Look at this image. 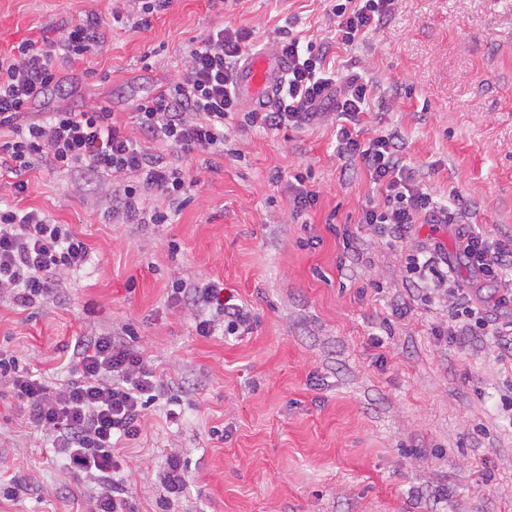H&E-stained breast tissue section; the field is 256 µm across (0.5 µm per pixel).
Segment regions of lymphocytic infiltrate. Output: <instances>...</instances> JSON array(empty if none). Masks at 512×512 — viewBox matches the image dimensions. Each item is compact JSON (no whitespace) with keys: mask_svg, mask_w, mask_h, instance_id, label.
<instances>
[{"mask_svg":"<svg viewBox=\"0 0 512 512\" xmlns=\"http://www.w3.org/2000/svg\"><path fill=\"white\" fill-rule=\"evenodd\" d=\"M401 6L402 0H338L330 11L334 43L351 46L364 40ZM127 7L128 0H114L110 17L69 22L58 44L25 40L0 54V133L8 135L0 140V176L8 175L13 197L27 193L26 174L41 163L89 186L120 178L111 191L113 214L133 224H168L191 201L195 182L165 155L153 152V144L186 156L223 155L224 121L239 107L234 85L251 37L245 29L214 31L190 49L175 81L136 102L139 136L128 135L107 107L42 117L32 113V105L60 82L56 50L75 56L98 52ZM266 48L287 58L288 72L274 109L247 113L248 123L279 129L340 119L338 152L363 164L382 195L362 208L359 223L394 244L403 242L415 224L457 225L455 256H448L439 242L423 246L407 258L408 279L416 286L429 283L435 299L447 304L452 341L463 345L492 334L512 345V319H494L496 312L512 309V240L476 230L457 191H449L447 201L438 200L406 163L397 133L357 130L372 87L361 75L340 79L327 70L328 46L305 45L292 35ZM147 193L160 197L162 206L145 208ZM89 258L88 243L41 210L0 207V298L12 306L25 310L61 298L62 275L80 270ZM459 265L473 273L476 283L493 287L483 305H474L471 292L453 284ZM167 298L173 305L195 307V328L202 337L219 331L234 335L250 325L249 311L231 303L212 282L175 280ZM69 365L66 382L52 386L21 368L16 356L0 354V379L24 405L29 423L50 431L52 450L67 471L95 485L84 512H126L129 502L114 450L139 439L145 411L167 398L169 385L132 343L108 335L78 338Z\"/></svg>","mask_w":512,"mask_h":512,"instance_id":"lymphocytic-infiltrate-1","label":"lymphocytic infiltrate"}]
</instances>
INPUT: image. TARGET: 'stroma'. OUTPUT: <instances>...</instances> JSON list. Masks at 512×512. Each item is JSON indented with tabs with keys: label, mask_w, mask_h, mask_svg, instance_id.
Segmentation results:
<instances>
[{
	"label": "stroma",
	"mask_w": 512,
	"mask_h": 512,
	"mask_svg": "<svg viewBox=\"0 0 512 512\" xmlns=\"http://www.w3.org/2000/svg\"><path fill=\"white\" fill-rule=\"evenodd\" d=\"M329 0H170L150 28L117 25L96 54L57 55L62 88L42 112L106 106L139 135L134 103L177 78L191 46L222 27L255 33L251 53L286 31L329 43ZM112 0H0V52L58 41L67 23L106 15ZM337 75L373 83L362 130L398 132L418 179L471 221L512 236V0H404L365 41L333 46ZM231 154L199 180L169 224H120L110 201L44 166L28 172L22 207L69 225L91 248L65 297L20 310L0 301V351L46 372L77 337L137 331L135 346L171 384L120 449L132 512H160L158 474L171 450L189 461L170 512H512V354L494 336L450 342L444 304L421 301L406 258L451 224H417L401 246L359 223L381 195L362 164L339 155L336 128L226 120ZM318 191L291 214L295 175ZM353 247H344L340 229ZM319 237L311 245V237ZM216 281L246 306L241 336H199L195 312L167 302L172 281ZM0 384V512H80L90 486L48 454L50 435L27 423ZM34 482L6 499L11 475Z\"/></svg>",
	"instance_id": "35a3bbf8"
}]
</instances>
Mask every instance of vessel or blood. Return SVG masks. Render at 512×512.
<instances>
[{"label": "vessel or blood", "instance_id": "obj_1", "mask_svg": "<svg viewBox=\"0 0 512 512\" xmlns=\"http://www.w3.org/2000/svg\"><path fill=\"white\" fill-rule=\"evenodd\" d=\"M287 70V59L261 53L248 56L235 80L238 98L258 109L274 105Z\"/></svg>", "mask_w": 512, "mask_h": 512}]
</instances>
